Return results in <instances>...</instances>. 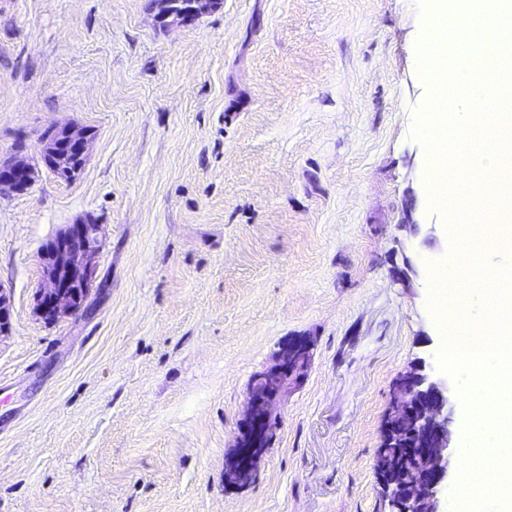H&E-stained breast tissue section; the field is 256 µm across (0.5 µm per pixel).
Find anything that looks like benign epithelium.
I'll return each mask as SVG.
<instances>
[{
  "instance_id": "obj_1",
  "label": "benign epithelium",
  "mask_w": 512,
  "mask_h": 512,
  "mask_svg": "<svg viewBox=\"0 0 512 512\" xmlns=\"http://www.w3.org/2000/svg\"><path fill=\"white\" fill-rule=\"evenodd\" d=\"M209 7L211 0H192L173 20L189 24ZM90 139L86 129H57L44 140L41 160L58 178L69 181L83 168ZM31 180L28 164L0 161V188L21 194ZM98 250L99 225L90 218L66 225L43 246L36 305L44 319L54 321L83 307ZM11 325L9 297L0 286V335H9ZM312 358V341L293 336L278 345L271 366L253 374L235 448L225 462L227 485L239 487L251 481L267 451L265 440L273 432L275 406L286 390L300 386ZM456 413L453 387L427 372L424 360L395 378L383 447L377 449L373 463L385 512H442V496L457 467L450 430Z\"/></svg>"
}]
</instances>
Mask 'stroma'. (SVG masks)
<instances>
[{"label": "stroma", "instance_id": "35a3bbf8", "mask_svg": "<svg viewBox=\"0 0 512 512\" xmlns=\"http://www.w3.org/2000/svg\"><path fill=\"white\" fill-rule=\"evenodd\" d=\"M0 0V512H383L373 459L397 375L434 360L450 234L411 134L427 99L417 0ZM92 133L71 181L45 133ZM507 220L479 235L512 268ZM417 234L401 228L407 218ZM100 226L82 310L44 320L40 249ZM411 259L412 281L397 267ZM313 362L244 487L224 483L251 376ZM32 168L18 161H0V188L7 187L12 192H26L32 180Z\"/></svg>", "mask_w": 512, "mask_h": 512}]
</instances>
